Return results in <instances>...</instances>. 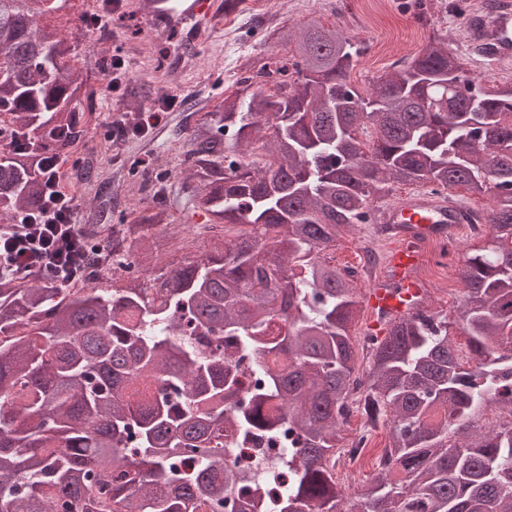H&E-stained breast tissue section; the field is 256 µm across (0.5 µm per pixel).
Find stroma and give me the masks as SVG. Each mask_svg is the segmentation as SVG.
I'll list each match as a JSON object with an SVG mask.
<instances>
[{"instance_id":"stroma-1","label":"stroma","mask_w":512,"mask_h":512,"mask_svg":"<svg viewBox=\"0 0 512 512\" xmlns=\"http://www.w3.org/2000/svg\"><path fill=\"white\" fill-rule=\"evenodd\" d=\"M474 2L437 0L429 23L422 25L413 18V0H265L258 11L253 10L251 0H238L230 30L214 34L193 52L192 63L174 88L176 105L161 112L146 136L116 145L110 136L111 114L124 112L129 120H136L171 89L167 75L179 49L178 36L173 32L151 33L143 19L119 8L97 26L85 27L81 18L91 14L92 9L88 0H73L68 10L46 15L45 23L75 36L79 68L90 70L107 54L124 60L127 81L115 93L110 89L109 77L90 70L95 111L85 136L67 154L60 188L82 202L96 199V185L70 177L74 164L94 159L101 179L121 191V222L133 223L144 206L152 202L157 167L171 169L172 183H180L178 171L187 138L200 116L214 110L225 91L234 86L239 58L247 53L281 52L274 30L284 20L292 25L313 18L326 24L337 23L351 38L368 44V52L350 74L352 84L362 90L369 89L397 60L418 52L435 34L447 39L449 48L467 59L482 85L510 82L512 73L478 64L465 41L464 24ZM186 221V216L179 213L173 217L172 224L180 228L181 238L168 254V261L197 260L214 249L209 234L196 232Z\"/></svg>"}]
</instances>
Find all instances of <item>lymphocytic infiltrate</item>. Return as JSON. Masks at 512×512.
I'll return each instance as SVG.
<instances>
[{
    "label": "lymphocytic infiltrate",
    "instance_id": "lymphocytic-infiltrate-1",
    "mask_svg": "<svg viewBox=\"0 0 512 512\" xmlns=\"http://www.w3.org/2000/svg\"><path fill=\"white\" fill-rule=\"evenodd\" d=\"M56 165L53 159L46 164L49 174L39 210L0 229V261H7L16 277L45 271L59 285L68 286L82 278L87 237L77 222L76 199L59 188Z\"/></svg>",
    "mask_w": 512,
    "mask_h": 512
}]
</instances>
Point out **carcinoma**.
<instances>
[{"label":"carcinoma","instance_id":"carcinoma-1","mask_svg":"<svg viewBox=\"0 0 512 512\" xmlns=\"http://www.w3.org/2000/svg\"><path fill=\"white\" fill-rule=\"evenodd\" d=\"M69 2L0 0L1 224L38 209L43 160L92 114L73 39L39 22ZM277 37L285 54L245 57L191 130L196 184L112 225L91 281L0 274V512H512V82L478 83L432 37L362 92L367 47L336 25ZM256 143L268 161L239 157ZM392 183L490 195L493 247L462 267L465 348L418 308L367 337L361 371L356 287L320 253ZM172 208L207 213L220 254L158 266ZM356 383L389 440L351 497L336 448ZM284 426L277 461L225 462L229 440Z\"/></svg>","mask_w":512,"mask_h":512}]
</instances>
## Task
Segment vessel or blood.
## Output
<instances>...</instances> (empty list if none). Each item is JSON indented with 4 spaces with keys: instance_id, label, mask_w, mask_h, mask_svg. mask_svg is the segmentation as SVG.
<instances>
[{
    "instance_id": "vessel-or-blood-1",
    "label": "vessel or blood",
    "mask_w": 512,
    "mask_h": 512,
    "mask_svg": "<svg viewBox=\"0 0 512 512\" xmlns=\"http://www.w3.org/2000/svg\"><path fill=\"white\" fill-rule=\"evenodd\" d=\"M124 6L144 17L155 32L177 30L182 47L170 74L178 82L186 60L208 36L222 29L232 10L225 0H124ZM473 54L493 65L512 69V0H496L485 15H473L465 23ZM375 218L384 224L390 238L401 241L388 263L385 276L368 290L370 306L380 313L399 317L413 312L412 300L421 289L413 275L419 250L430 237H444L459 222L453 202L427 194H406L376 209Z\"/></svg>"
}]
</instances>
